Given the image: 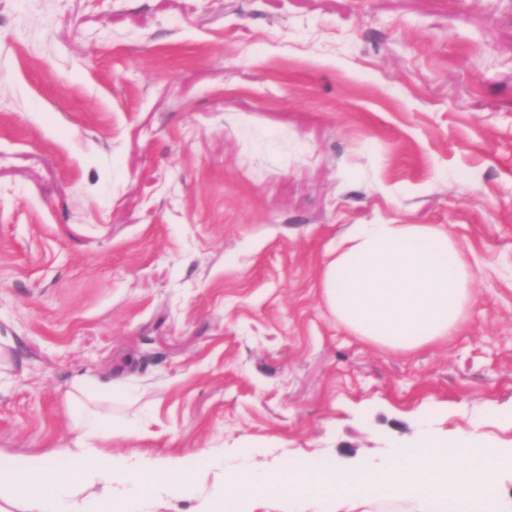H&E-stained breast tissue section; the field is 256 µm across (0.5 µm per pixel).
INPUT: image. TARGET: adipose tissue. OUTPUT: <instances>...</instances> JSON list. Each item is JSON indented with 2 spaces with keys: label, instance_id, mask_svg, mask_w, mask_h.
Instances as JSON below:
<instances>
[{
  "label": "adipose tissue",
  "instance_id": "1",
  "mask_svg": "<svg viewBox=\"0 0 512 512\" xmlns=\"http://www.w3.org/2000/svg\"><path fill=\"white\" fill-rule=\"evenodd\" d=\"M473 273L447 232L431 224H358L323 273L327 303L352 335L408 352L453 336L472 301ZM76 385L72 449L0 457V512H127L125 504L196 492L177 458L116 456L97 447L109 417L90 411Z\"/></svg>",
  "mask_w": 512,
  "mask_h": 512
}]
</instances>
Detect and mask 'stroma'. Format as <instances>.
<instances>
[{
  "label": "stroma",
  "mask_w": 512,
  "mask_h": 512,
  "mask_svg": "<svg viewBox=\"0 0 512 512\" xmlns=\"http://www.w3.org/2000/svg\"><path fill=\"white\" fill-rule=\"evenodd\" d=\"M432 224L473 304L396 353L324 264ZM385 462L426 431L512 448V0H0V455Z\"/></svg>",
  "instance_id": "35a3bbf8"
}]
</instances>
